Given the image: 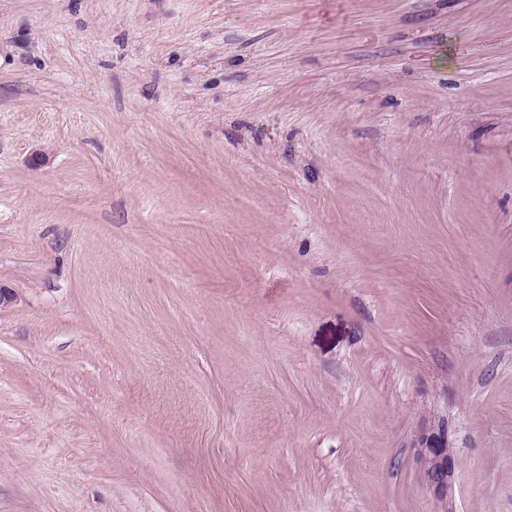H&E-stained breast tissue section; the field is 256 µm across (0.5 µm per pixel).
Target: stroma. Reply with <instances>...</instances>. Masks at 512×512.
<instances>
[{
	"instance_id": "obj_1",
	"label": "stroma",
	"mask_w": 512,
	"mask_h": 512,
	"mask_svg": "<svg viewBox=\"0 0 512 512\" xmlns=\"http://www.w3.org/2000/svg\"><path fill=\"white\" fill-rule=\"evenodd\" d=\"M0 286V512H512V0H0ZM416 454L427 485L448 496V485L454 473V458L445 433L421 436L416 446Z\"/></svg>"
}]
</instances>
